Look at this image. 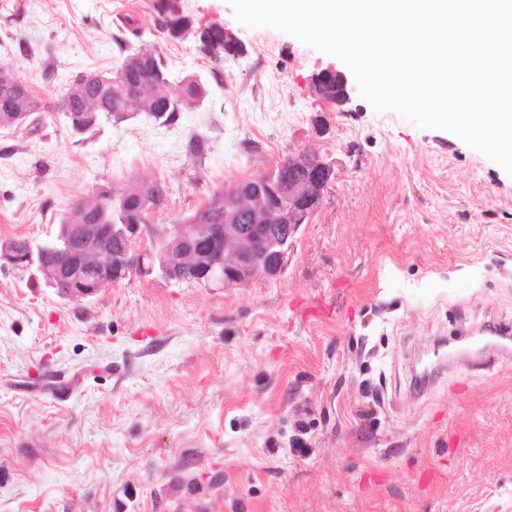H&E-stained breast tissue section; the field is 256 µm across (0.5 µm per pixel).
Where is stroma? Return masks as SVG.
<instances>
[{"mask_svg":"<svg viewBox=\"0 0 512 512\" xmlns=\"http://www.w3.org/2000/svg\"><path fill=\"white\" fill-rule=\"evenodd\" d=\"M149 4L0 0V64L44 106L0 128V246L53 239L102 184L163 180L174 224L300 149L336 178L285 271L240 287L155 274L69 300L1 258L0 512H512V356L474 367L483 330L512 328V177L359 93L327 103L310 78L334 57L228 0H184L245 45L220 63L155 33ZM154 42L171 94L194 77L204 101L72 131L69 81ZM440 339L452 355L416 395Z\"/></svg>","mask_w":512,"mask_h":512,"instance_id":"obj_1","label":"stroma"}]
</instances>
